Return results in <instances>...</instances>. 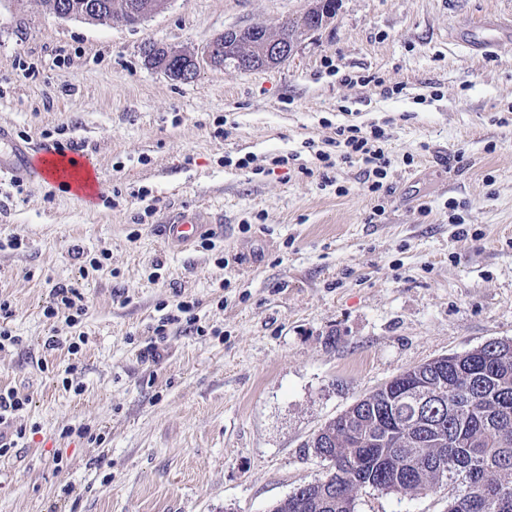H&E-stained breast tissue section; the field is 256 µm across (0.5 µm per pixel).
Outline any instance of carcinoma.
<instances>
[{"label": "carcinoma", "mask_w": 512, "mask_h": 512, "mask_svg": "<svg viewBox=\"0 0 512 512\" xmlns=\"http://www.w3.org/2000/svg\"><path fill=\"white\" fill-rule=\"evenodd\" d=\"M36 2L50 14L85 0ZM126 2L98 0V23L135 24ZM323 430L334 442L314 448L331 468L271 512H356L362 488L422 493L443 485L448 512H512V340L405 370Z\"/></svg>", "instance_id": "1"}]
</instances>
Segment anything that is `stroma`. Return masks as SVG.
I'll use <instances>...</instances> for the list:
<instances>
[{"mask_svg": "<svg viewBox=\"0 0 512 512\" xmlns=\"http://www.w3.org/2000/svg\"><path fill=\"white\" fill-rule=\"evenodd\" d=\"M309 5L171 0L132 27L0 0V125L83 145L102 182L87 201L0 182V238L26 242L0 250L21 338L0 352V389L30 399L25 440L0 458V512H270L324 476L307 443L357 400L512 340V38L483 58L450 38L512 16V0H339L288 63L189 83L142 54ZM372 73L384 87L361 83ZM371 123L389 133L388 192L364 191L358 161L323 184L317 150ZM183 210L209 229L168 243ZM79 248L107 253L110 274H84ZM58 284L88 305L75 355L44 347L72 334L44 315ZM182 300L200 331L168 326L162 358L143 359ZM447 510L444 487L356 495V512Z\"/></svg>", "mask_w": 512, "mask_h": 512, "instance_id": "obj_1", "label": "stroma"}]
</instances>
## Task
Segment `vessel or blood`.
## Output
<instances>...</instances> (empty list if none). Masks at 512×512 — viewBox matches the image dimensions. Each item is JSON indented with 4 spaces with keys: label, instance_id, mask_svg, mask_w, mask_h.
Returning <instances> with one entry per match:
<instances>
[{
    "label": "vessel or blood",
    "instance_id": "vessel-or-blood-1",
    "mask_svg": "<svg viewBox=\"0 0 512 512\" xmlns=\"http://www.w3.org/2000/svg\"><path fill=\"white\" fill-rule=\"evenodd\" d=\"M481 38L464 41L468 51H489L497 43L498 24L478 21ZM87 158L77 152H58L50 148L34 149L30 145L16 142L7 128L0 127V181L25 179L33 184L44 182L64 187L76 197L83 198L98 190L97 180H85ZM204 232L196 213L180 212L169 223L164 224L163 234L167 241L187 245Z\"/></svg>",
    "mask_w": 512,
    "mask_h": 512
}]
</instances>
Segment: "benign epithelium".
I'll return each instance as SVG.
<instances>
[{"mask_svg": "<svg viewBox=\"0 0 512 512\" xmlns=\"http://www.w3.org/2000/svg\"><path fill=\"white\" fill-rule=\"evenodd\" d=\"M167 4V0L160 3H143L141 0H130L126 7L129 14L135 17L136 21L144 19L157 13ZM265 26L253 24L244 28H230L216 35L204 45L188 54L186 59L180 61L176 68L170 70L167 61L156 62V50L147 47L143 49L144 56L152 63L154 68L159 69L174 80L190 82L194 80L200 70L204 67L220 69L232 72H248L261 68H272L287 62L297 51L299 40L292 39L282 44L269 37L263 32ZM260 33L263 40V51L261 59H253L249 56L227 57L224 55V44H229L249 33Z\"/></svg>", "mask_w": 512, "mask_h": 512, "instance_id": "7a95c632", "label": "benign epithelium"}]
</instances>
